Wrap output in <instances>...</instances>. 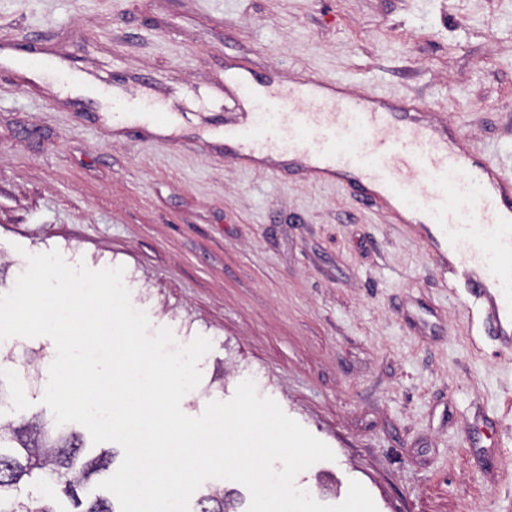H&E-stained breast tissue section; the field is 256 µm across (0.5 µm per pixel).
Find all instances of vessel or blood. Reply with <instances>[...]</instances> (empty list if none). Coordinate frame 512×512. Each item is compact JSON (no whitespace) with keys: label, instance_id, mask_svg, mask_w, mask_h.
Wrapping results in <instances>:
<instances>
[{"label":"vessel or blood","instance_id":"1","mask_svg":"<svg viewBox=\"0 0 512 512\" xmlns=\"http://www.w3.org/2000/svg\"><path fill=\"white\" fill-rule=\"evenodd\" d=\"M251 112L226 126L246 160L292 154L314 160L321 179L354 171L353 190L400 204L402 222L429 224L456 256L482 335L512 349V176L451 146L442 130L403 99L327 94L310 80L257 93L238 83Z\"/></svg>","mask_w":512,"mask_h":512}]
</instances>
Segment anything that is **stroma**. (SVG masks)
<instances>
[{"instance_id": "1", "label": "stroma", "mask_w": 512, "mask_h": 512, "mask_svg": "<svg viewBox=\"0 0 512 512\" xmlns=\"http://www.w3.org/2000/svg\"><path fill=\"white\" fill-rule=\"evenodd\" d=\"M0 295L26 254L124 266L133 305L178 344L211 342L181 402L201 415L253 380L334 452L296 486L337 505L350 481L378 512H512V352L450 284L418 224L292 162L241 166L224 76H307L439 112L512 175V0H0ZM98 94L29 80L28 44ZM165 98L167 136L108 125ZM16 378L8 412L52 420Z\"/></svg>"}]
</instances>
